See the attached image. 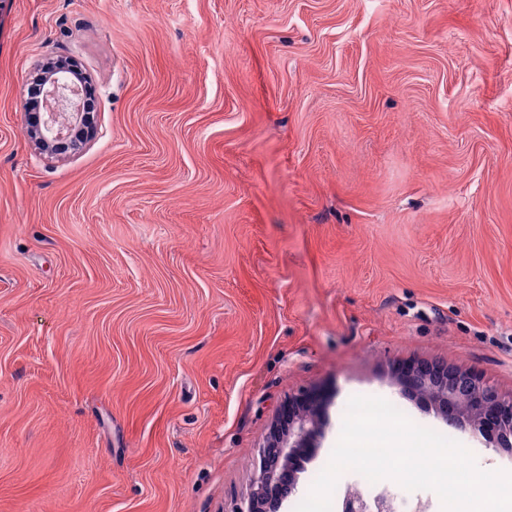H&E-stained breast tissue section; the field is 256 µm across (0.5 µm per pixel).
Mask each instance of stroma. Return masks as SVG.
<instances>
[{
	"label": "stroma",
	"mask_w": 512,
	"mask_h": 512,
	"mask_svg": "<svg viewBox=\"0 0 512 512\" xmlns=\"http://www.w3.org/2000/svg\"><path fill=\"white\" fill-rule=\"evenodd\" d=\"M93 138L26 135L40 65ZM512 396V0H0V512H235L289 404ZM66 66H57L48 69L46 73L38 75L33 79L31 87L28 90L27 110L29 113V129L27 135L29 139L43 152L53 155L52 152L62 154L72 149L75 143L83 140L89 134L91 126L90 113L78 112V126L71 136H63L59 132L56 136L51 135V128L59 115L67 114L65 111L73 106V96H80L86 101V106L93 99V90L90 85H84L81 89L72 88L67 82L68 70ZM37 81L40 88L43 89L46 84L52 85L51 90L47 91V96L51 97L54 109L58 112H35L39 107L38 95L32 85Z\"/></svg>",
	"instance_id": "35a3bbf8"
}]
</instances>
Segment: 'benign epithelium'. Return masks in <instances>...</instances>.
<instances>
[{"mask_svg": "<svg viewBox=\"0 0 512 512\" xmlns=\"http://www.w3.org/2000/svg\"><path fill=\"white\" fill-rule=\"evenodd\" d=\"M68 67L57 66L37 77L40 87L51 84L47 96L54 104L52 112L29 113V139L43 152L49 150L62 154L72 149L75 143L88 136L91 126L90 114L78 113V126L71 136L51 135L56 118L73 106L77 95L89 102L93 99L91 86L74 89L66 83ZM421 366H413L394 376V382L402 392L417 401L422 407L437 416L453 419L464 432L482 435L494 448L512 452V397L500 396L474 370L451 367L448 377L421 389ZM465 375L474 382L467 410L459 408L453 379ZM321 434V421L313 404L304 401L296 405L288 422L279 423L263 448V455L281 462V467L260 468L253 479L245 506L240 512H282L287 498L280 494L282 482H288L291 490H297L298 474L303 470L304 451L314 447ZM341 512H394L392 500L383 493L372 498L358 493H347L341 500Z\"/></svg>", "mask_w": 512, "mask_h": 512, "instance_id": "benign-epithelium-1", "label": "benign epithelium"}]
</instances>
